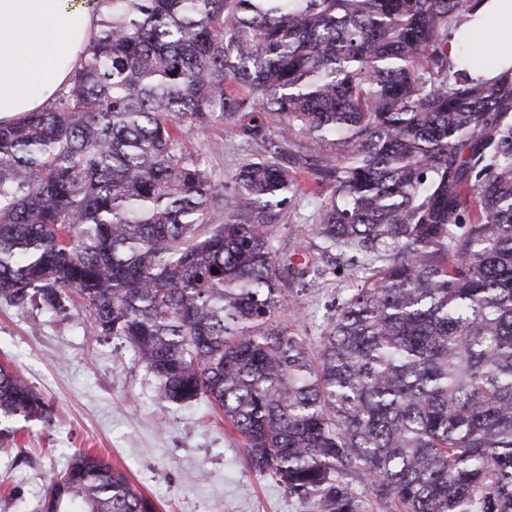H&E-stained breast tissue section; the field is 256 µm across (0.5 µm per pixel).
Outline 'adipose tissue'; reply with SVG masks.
Listing matches in <instances>:
<instances>
[{"mask_svg": "<svg viewBox=\"0 0 512 512\" xmlns=\"http://www.w3.org/2000/svg\"><path fill=\"white\" fill-rule=\"evenodd\" d=\"M448 57L472 79L512 69V0H471ZM98 15L92 0H0V121L42 109L69 84Z\"/></svg>", "mask_w": 512, "mask_h": 512, "instance_id": "ef3b65f1", "label": "adipose tissue"}]
</instances>
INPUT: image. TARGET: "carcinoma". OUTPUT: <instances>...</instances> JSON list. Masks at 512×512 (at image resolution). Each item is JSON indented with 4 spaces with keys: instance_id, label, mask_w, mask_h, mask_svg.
I'll list each match as a JSON object with an SVG mask.
<instances>
[{
    "instance_id": "1",
    "label": "carcinoma",
    "mask_w": 512,
    "mask_h": 512,
    "mask_svg": "<svg viewBox=\"0 0 512 512\" xmlns=\"http://www.w3.org/2000/svg\"><path fill=\"white\" fill-rule=\"evenodd\" d=\"M70 86L0 122V299L118 336L316 512H512V70L450 73L470 0H97ZM253 158L226 189L185 140ZM306 176L302 185L297 172ZM372 253L319 348L282 319L269 227L299 193ZM223 209L224 222L210 214ZM48 405L0 364V442ZM41 512H155L76 452ZM188 146L204 154L217 166L218 182L230 183L239 167L248 161L252 151L236 136L232 126L212 121L204 128H194Z\"/></svg>"
}]
</instances>
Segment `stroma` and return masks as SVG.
Segmentation results:
<instances>
[{"label":"stroma","instance_id":"obj_1","mask_svg":"<svg viewBox=\"0 0 512 512\" xmlns=\"http://www.w3.org/2000/svg\"><path fill=\"white\" fill-rule=\"evenodd\" d=\"M189 146L230 182L252 155L232 126L193 129ZM321 198L296 200L271 227L279 262L315 257L324 276L285 284L293 303L284 320L318 348L331 318L361 283L365 253L327 246L316 235ZM11 362L49 406L0 446V512H37L39 501L78 450L126 473L156 512H314L283 485L259 476L220 410L197 401L162 406L156 380L121 340L93 336L80 301L66 311L27 313L0 299V363Z\"/></svg>","mask_w":512,"mask_h":512}]
</instances>
